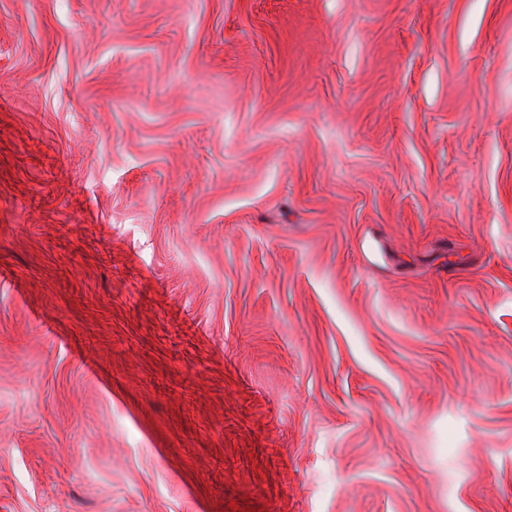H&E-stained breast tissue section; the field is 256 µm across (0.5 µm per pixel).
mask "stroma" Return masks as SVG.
I'll use <instances>...</instances> for the list:
<instances>
[{
    "label": "stroma",
    "instance_id": "35a3bbf8",
    "mask_svg": "<svg viewBox=\"0 0 512 512\" xmlns=\"http://www.w3.org/2000/svg\"><path fill=\"white\" fill-rule=\"evenodd\" d=\"M512 512V0H0V512Z\"/></svg>",
    "mask_w": 512,
    "mask_h": 512
}]
</instances>
